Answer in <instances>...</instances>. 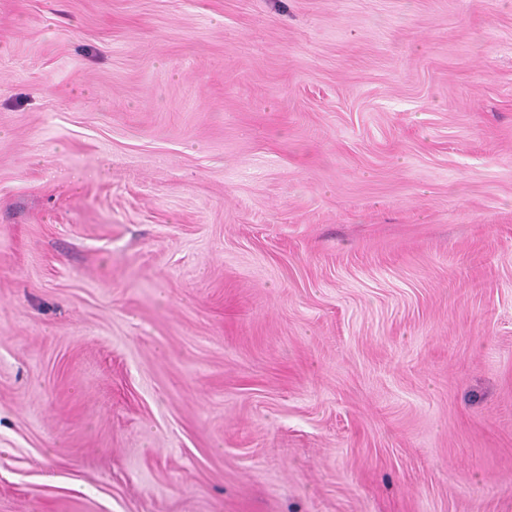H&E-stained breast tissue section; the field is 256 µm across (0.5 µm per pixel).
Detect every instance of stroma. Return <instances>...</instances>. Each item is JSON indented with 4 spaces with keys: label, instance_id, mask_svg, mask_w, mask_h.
<instances>
[{
    "label": "stroma",
    "instance_id": "35a3bbf8",
    "mask_svg": "<svg viewBox=\"0 0 512 512\" xmlns=\"http://www.w3.org/2000/svg\"><path fill=\"white\" fill-rule=\"evenodd\" d=\"M0 512H512V0H0Z\"/></svg>",
    "mask_w": 512,
    "mask_h": 512
}]
</instances>
